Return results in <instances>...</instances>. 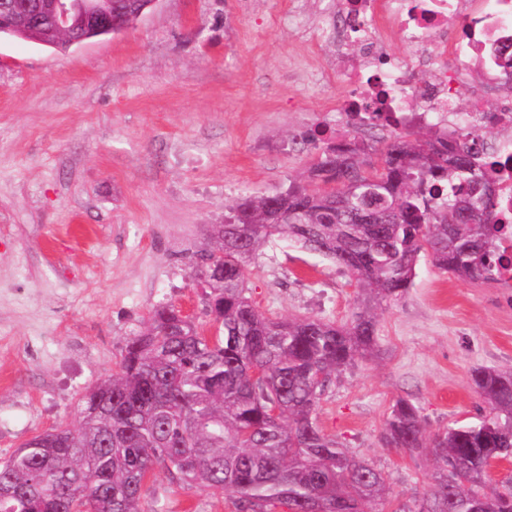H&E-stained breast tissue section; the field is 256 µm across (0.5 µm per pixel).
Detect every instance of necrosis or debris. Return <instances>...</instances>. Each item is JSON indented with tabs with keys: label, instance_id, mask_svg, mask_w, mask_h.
<instances>
[{
	"label": "necrosis or debris",
	"instance_id": "necrosis-or-debris-1",
	"mask_svg": "<svg viewBox=\"0 0 512 512\" xmlns=\"http://www.w3.org/2000/svg\"><path fill=\"white\" fill-rule=\"evenodd\" d=\"M333 9L337 37L358 42L362 57L360 66L336 68L337 111L392 130L414 117L494 132L495 187L512 212V0H334ZM417 68L426 79L412 80ZM476 70L501 93L461 106Z\"/></svg>",
	"mask_w": 512,
	"mask_h": 512
}]
</instances>
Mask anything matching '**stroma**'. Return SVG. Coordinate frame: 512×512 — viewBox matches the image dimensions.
Instances as JSON below:
<instances>
[{"label": "stroma", "instance_id": "obj_1", "mask_svg": "<svg viewBox=\"0 0 512 512\" xmlns=\"http://www.w3.org/2000/svg\"><path fill=\"white\" fill-rule=\"evenodd\" d=\"M330 0H158L134 25L66 51L0 39V461L75 422L81 394L116 370L161 303L203 311L188 260L243 194H273L335 127L338 50L311 36ZM247 293L281 317L342 322L348 272L279 241ZM378 358L338 372L317 412L341 448L382 471L384 512H417L434 484L423 453L386 448L396 399L429 432L472 423L474 368L512 369V284L474 286L421 257L406 296L380 313ZM142 512H236L155 468Z\"/></svg>", "mask_w": 512, "mask_h": 512}]
</instances>
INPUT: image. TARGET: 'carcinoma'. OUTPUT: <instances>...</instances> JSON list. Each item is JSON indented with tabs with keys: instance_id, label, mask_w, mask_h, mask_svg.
Returning <instances> with one entry per match:
<instances>
[{
	"instance_id": "1",
	"label": "carcinoma",
	"mask_w": 512,
	"mask_h": 512,
	"mask_svg": "<svg viewBox=\"0 0 512 512\" xmlns=\"http://www.w3.org/2000/svg\"><path fill=\"white\" fill-rule=\"evenodd\" d=\"M143 0H112L126 29ZM373 179L365 144L333 140L303 180L273 195L240 196L212 224L195 262L219 324L210 339L172 305L155 306L128 337L112 377L78 399V427L55 426L0 462V512H141L155 467L187 489L223 490L236 512H378L384 473L339 448L317 423L332 375L376 345L381 304L403 297L420 257L475 286L512 273V223L500 203L486 142L432 125L381 140ZM287 238L350 273L362 291L338 324L283 319L247 296L252 260ZM224 262V279L212 265ZM487 411L475 424L426 435L400 398L382 434L389 448H425L436 464L419 512H512V474L487 487L494 461L512 460V372L471 374Z\"/></svg>"
}]
</instances>
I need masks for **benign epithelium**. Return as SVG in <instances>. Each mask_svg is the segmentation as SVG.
Here are the masks:
<instances>
[{"label": "benign epithelium", "instance_id": "7a95c632", "mask_svg": "<svg viewBox=\"0 0 512 512\" xmlns=\"http://www.w3.org/2000/svg\"><path fill=\"white\" fill-rule=\"evenodd\" d=\"M43 18L52 21L59 34L58 44L65 46L74 25L83 26L89 40L119 31L112 20V0H0V34L30 39Z\"/></svg>", "mask_w": 512, "mask_h": 512}]
</instances>
